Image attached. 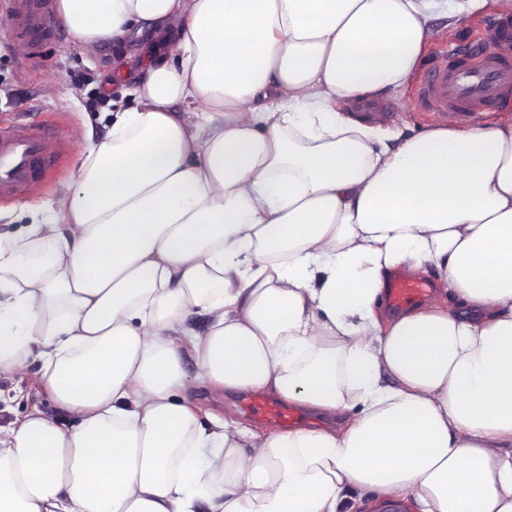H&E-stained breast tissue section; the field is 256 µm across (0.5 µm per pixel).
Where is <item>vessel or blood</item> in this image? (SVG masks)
<instances>
[{
  "instance_id": "vessel-or-blood-1",
  "label": "vessel or blood",
  "mask_w": 512,
  "mask_h": 512,
  "mask_svg": "<svg viewBox=\"0 0 512 512\" xmlns=\"http://www.w3.org/2000/svg\"><path fill=\"white\" fill-rule=\"evenodd\" d=\"M9 2L19 32L50 35L53 0ZM511 90L512 61L483 47L452 51L432 66L422 82L419 105L425 111L463 120L492 107ZM45 135L43 128L24 122L0 133V198L24 194L48 165ZM427 290L426 282L399 276L391 283L389 298L393 305L403 306L420 299ZM247 408L275 424L291 420L282 407L264 400L248 401Z\"/></svg>"
}]
</instances>
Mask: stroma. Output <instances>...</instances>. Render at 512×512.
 <instances>
[{
  "label": "stroma",
  "mask_w": 512,
  "mask_h": 512,
  "mask_svg": "<svg viewBox=\"0 0 512 512\" xmlns=\"http://www.w3.org/2000/svg\"><path fill=\"white\" fill-rule=\"evenodd\" d=\"M499 0H486L482 10L449 26L442 13H431L427 24L433 39L426 45L422 61L399 97L389 95L362 105H341L344 117L356 118L362 112H379L378 126L415 136L436 124L430 113L419 111L415 102L417 83L433 62L436 50L445 46L488 43L485 23L502 16ZM52 40L31 48L16 29L8 0H0V131L16 119L44 128L50 138L46 150L51 166L37 178L34 189L20 197L0 200V233H21L31 222L32 205L57 196L75 173L86 140H100L110 130L109 114L120 101L128 79L147 75L146 49L154 42L151 32L129 41L123 47L103 42L95 68H87L73 45V36L59 14H52ZM181 366L189 384L187 397L202 420L225 417L262 434L274 433V426L249 413L247 393L210 390L201 374L195 355L181 353ZM39 411L55 420L64 430L71 429L74 417L60 408L47 391L40 364L29 361L20 372L0 376V427L9 428L26 415Z\"/></svg>",
  "instance_id": "1"
}]
</instances>
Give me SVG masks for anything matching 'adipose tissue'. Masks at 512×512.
<instances>
[{
  "label": "adipose tissue",
  "mask_w": 512,
  "mask_h": 512,
  "mask_svg": "<svg viewBox=\"0 0 512 512\" xmlns=\"http://www.w3.org/2000/svg\"><path fill=\"white\" fill-rule=\"evenodd\" d=\"M483 2L59 0L86 59L157 41L109 137L0 235V375L38 358L77 420L0 430V512H512V124L336 110L401 90L429 13ZM400 272L438 286L383 315ZM184 348L328 425L202 423Z\"/></svg>",
  "instance_id": "1"
}]
</instances>
